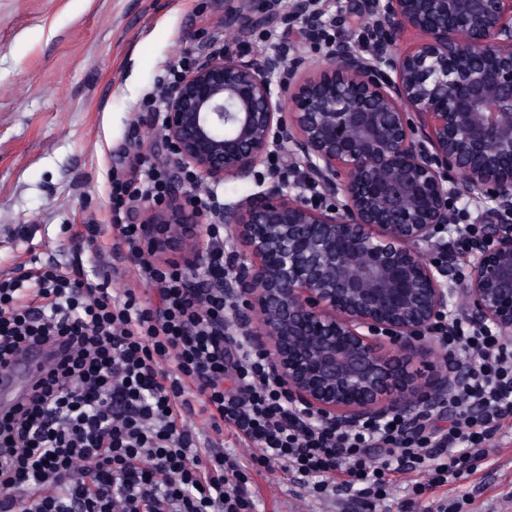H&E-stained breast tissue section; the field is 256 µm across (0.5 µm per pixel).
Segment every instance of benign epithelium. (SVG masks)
I'll list each match as a JSON object with an SVG mask.
<instances>
[{
    "label": "benign epithelium",
    "instance_id": "obj_1",
    "mask_svg": "<svg viewBox=\"0 0 512 512\" xmlns=\"http://www.w3.org/2000/svg\"><path fill=\"white\" fill-rule=\"evenodd\" d=\"M365 23L338 11L350 37L298 78L286 52L208 55L169 96L160 138L196 175L150 205L143 251L201 276L206 214L196 189L255 180L277 155L333 200L314 206L270 169L264 189L224 206L232 243L221 288L232 326L268 356L294 402L338 423L438 410L465 376L417 383L433 323L457 292L448 255L455 201L493 203L495 223L465 284L469 322L512 333V0H360ZM299 26L322 16L294 0ZM288 25L224 0V26L243 33ZM424 38L401 51L403 34Z\"/></svg>",
    "mask_w": 512,
    "mask_h": 512
}]
</instances>
